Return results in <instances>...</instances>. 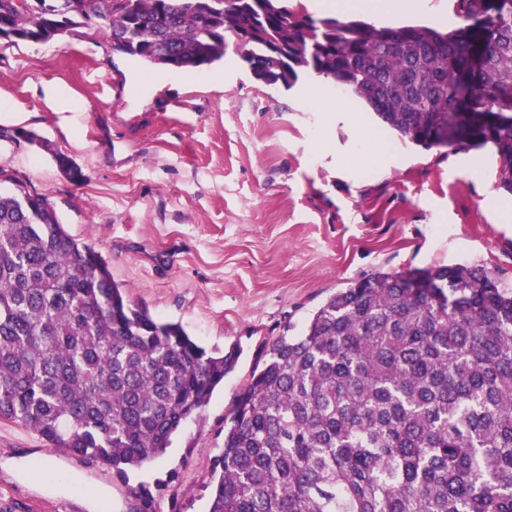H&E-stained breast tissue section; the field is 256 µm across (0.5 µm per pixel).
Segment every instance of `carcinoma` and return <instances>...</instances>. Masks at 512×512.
I'll return each mask as SVG.
<instances>
[{"label": "carcinoma", "instance_id": "carcinoma-1", "mask_svg": "<svg viewBox=\"0 0 512 512\" xmlns=\"http://www.w3.org/2000/svg\"><path fill=\"white\" fill-rule=\"evenodd\" d=\"M0 0V43L88 18L112 51L201 69L232 40L268 85L308 70L425 148L492 144L512 193V0L463 24L318 21L285 0ZM237 362L156 320L48 199L0 192V419L121 480ZM209 512H512V291L483 269L377 272L281 336L224 419Z\"/></svg>", "mask_w": 512, "mask_h": 512}]
</instances>
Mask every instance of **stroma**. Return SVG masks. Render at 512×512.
<instances>
[{"mask_svg": "<svg viewBox=\"0 0 512 512\" xmlns=\"http://www.w3.org/2000/svg\"><path fill=\"white\" fill-rule=\"evenodd\" d=\"M113 53L94 27L0 47V173L48 198L65 230L107 262L126 295L201 345L240 357L166 454L127 481L60 454L0 420V512H207L224 419L266 349L331 294L376 272L464 265L512 289V220L492 147L481 176L454 152L402 141L366 107L303 102L313 80L257 79L235 42L214 67L171 72ZM59 87L75 109L47 93ZM379 136L382 168L348 169L360 126ZM39 143L15 138L17 129ZM66 155L73 179L54 161Z\"/></svg>", "mask_w": 512, "mask_h": 512, "instance_id": "obj_1", "label": "stroma"}]
</instances>
